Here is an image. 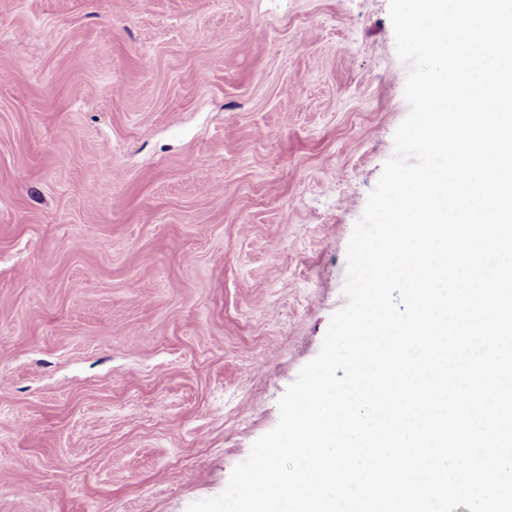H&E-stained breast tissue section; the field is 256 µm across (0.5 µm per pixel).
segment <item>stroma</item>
Here are the masks:
<instances>
[{"label": "stroma", "instance_id": "1", "mask_svg": "<svg viewBox=\"0 0 512 512\" xmlns=\"http://www.w3.org/2000/svg\"><path fill=\"white\" fill-rule=\"evenodd\" d=\"M389 0H0V512H187L346 303Z\"/></svg>", "mask_w": 512, "mask_h": 512}]
</instances>
